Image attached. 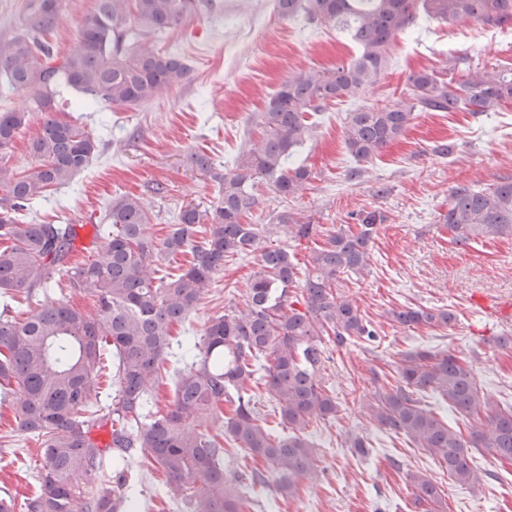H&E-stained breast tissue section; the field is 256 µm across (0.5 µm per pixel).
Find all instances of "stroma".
I'll return each mask as SVG.
<instances>
[{
  "label": "stroma",
  "instance_id": "1",
  "mask_svg": "<svg viewBox=\"0 0 512 512\" xmlns=\"http://www.w3.org/2000/svg\"><path fill=\"white\" fill-rule=\"evenodd\" d=\"M94 0H60L62 22L53 41L58 56L77 45ZM157 48L181 58L189 68L182 84L132 108L97 111L77 106L74 91L56 98L59 118L80 124L99 141L90 166L63 188L27 211V219L80 224L103 223L112 197H140L149 212L147 234L162 240L186 205H216L221 185L198 169L191 154H207L216 170L232 169L246 142L257 137V115L288 74L300 68H331L357 53L331 31L304 17L280 18L274 0H205L201 9L168 32L156 35ZM472 63L512 68V36L493 38L491 28L471 23H423L400 38L374 94L387 102L406 88L411 73L446 68L452 56ZM354 108L345 101L312 118L314 136L292 157L311 171L303 195L283 198L267 185L257 189L252 223H268L281 210L307 217L331 230L351 222L353 213L377 210L382 224L367 271L351 275L343 291L377 330L376 340L354 339L343 346L325 341L317 378L337 403L336 416L313 420L307 437L318 473L302 480L297 494L283 498L247 488L251 512H424L414 502L408 473L428 477L444 492L446 512H512V462L484 448L470 452L481 480L458 483L438 459L401 435L379 426L366 413L375 389L372 374L387 375L400 353L447 349L472 370L481 392L503 409L512 408V348L499 339L512 331V313L491 315L477 305V293L512 300V239H480L455 246L439 221L452 187L486 188L512 180V103L494 112L419 113L405 135L380 157L349 178L355 162L343 140V120ZM450 143L448 156L436 146ZM254 257L228 258L213 278L197 310L172 328L163 381L151 398L163 409L172 401L182 351L190 337L203 336L212 317L242 307ZM64 300L92 313L90 291L54 288L29 297L17 295L14 313ZM403 305L452 312L454 321L436 330L404 329L388 313ZM369 445L367 454L350 448L351 437ZM41 445L22 432L9 399L0 400V496L15 503L40 489ZM129 470L132 487L119 512H181L166 496L164 478L142 459Z\"/></svg>",
  "mask_w": 512,
  "mask_h": 512
}]
</instances>
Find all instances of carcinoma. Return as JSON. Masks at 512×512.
<instances>
[{"mask_svg":"<svg viewBox=\"0 0 512 512\" xmlns=\"http://www.w3.org/2000/svg\"><path fill=\"white\" fill-rule=\"evenodd\" d=\"M197 9V0H96L77 47L59 64L49 41L59 24L58 0H28L15 34L0 38V79L14 90H39L33 109L0 111V150L13 144L31 112L46 113L31 141L36 164L19 174L0 167V240L9 242L0 248V298L30 296L64 281L97 297L93 315L61 301L13 317L11 306L0 303V389L11 388L19 429L43 445L41 489L26 499V512H117L135 455L163 472L167 495L187 512H244L246 482L294 495L299 482L316 472L305 435L309 422L336 416V399L316 379L323 338L340 347L353 337L376 336L340 288L344 277L368 269L371 245L386 218L376 210L362 212L356 228L327 231L291 211L279 212L272 224L288 225L297 244L325 236L310 249L311 271L301 280L288 248L261 245L268 225L246 223L258 204L256 183L265 182L284 198L308 189L311 171L286 162L311 137L308 117L334 102L362 101L346 114L343 134L350 155L367 163L403 136L419 112L479 114L512 101V69L474 67L461 58L450 59L446 73L410 74L407 92L386 104L367 98L387 66L390 46L421 17L502 27L512 24V0H276L281 17L303 15L327 26L353 41L357 55L331 69L288 75L259 113V140L237 156L234 171L219 176L216 206L184 207L158 245L146 233L149 214L141 199L116 196L107 223L98 226L97 255L74 264L76 225L34 224L22 215L48 191L69 184L98 151L91 132L51 115L56 90L65 85L85 95L87 107L130 108L181 84L186 64L158 51L148 37ZM130 40L138 44L128 51ZM442 222L456 246L512 238V182L454 186ZM163 254L191 259L181 274L158 279L153 265ZM251 254L256 269L245 307L211 318L204 338L186 350L174 400L151 411L148 396L162 379L172 325L196 310L225 259ZM452 319L446 310L421 306L390 312L391 321L409 329L440 328ZM106 345L116 359L118 389L107 414L111 444L102 448L90 436L98 421L90 407ZM262 386L279 410L285 436L272 432L256 412L254 389ZM375 391L373 419L427 449L457 482L480 481L468 461L471 448L512 461V410L502 411L480 394L471 370L449 351L402 355L393 380ZM426 391L468 418L469 437L421 404L418 395ZM226 439L263 460L265 469L229 479ZM409 480L416 502L441 512L442 492L418 473Z\"/></svg>","mask_w":512,"mask_h":512,"instance_id":"cac0c4a2","label":"carcinoma"}]
</instances>
